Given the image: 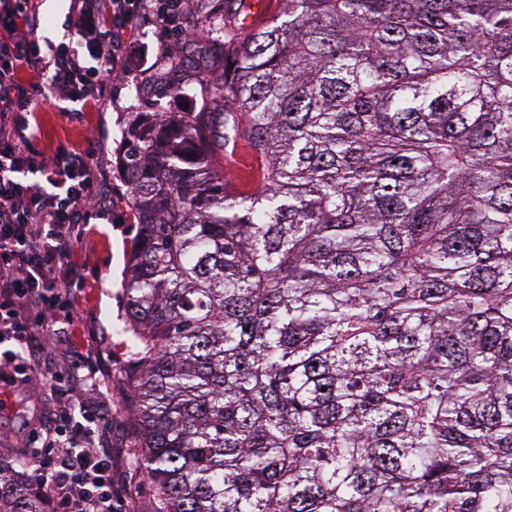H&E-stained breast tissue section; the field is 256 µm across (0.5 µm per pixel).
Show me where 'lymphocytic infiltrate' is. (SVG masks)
Listing matches in <instances>:
<instances>
[{
    "label": "lymphocytic infiltrate",
    "mask_w": 512,
    "mask_h": 512,
    "mask_svg": "<svg viewBox=\"0 0 512 512\" xmlns=\"http://www.w3.org/2000/svg\"><path fill=\"white\" fill-rule=\"evenodd\" d=\"M183 0H71V41L41 45L34 0H0V382L31 380L37 339L75 322L76 269L70 246L98 209V179L79 146L38 153L28 114L56 102L87 112L126 48L135 22L153 14L185 37ZM34 75L33 91L19 82ZM57 401L47 422L21 441L31 449L39 487L55 512H121L112 490V449L100 413L83 391L55 375Z\"/></svg>",
    "instance_id": "obj_1"
}]
</instances>
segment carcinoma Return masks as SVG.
<instances>
[{
  "instance_id": "1",
  "label": "carcinoma",
  "mask_w": 512,
  "mask_h": 512,
  "mask_svg": "<svg viewBox=\"0 0 512 512\" xmlns=\"http://www.w3.org/2000/svg\"><path fill=\"white\" fill-rule=\"evenodd\" d=\"M200 10L237 111L130 112L118 151L154 512H512V0ZM0 512L51 510L12 468Z\"/></svg>"
}]
</instances>
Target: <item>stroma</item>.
I'll return each mask as SVG.
<instances>
[{"label":"stroma","mask_w":512,"mask_h":512,"mask_svg":"<svg viewBox=\"0 0 512 512\" xmlns=\"http://www.w3.org/2000/svg\"><path fill=\"white\" fill-rule=\"evenodd\" d=\"M133 52L124 71L115 73L100 104L76 114L62 105H49L34 119L40 130L35 150L47 151L64 143L88 148L104 184L103 214L85 227L83 240L75 243L67 260L79 273L74 292L78 322L72 330L49 337L36 351L30 385L0 390V457L23 461L17 448L4 447L5 438L27 431L51 403L50 374L73 360L89 337L101 341L104 365L112 379L108 401L102 408L103 432L112 442V477L128 512H154L155 499L141 473L133 440L131 386L126 377L127 349L121 332L124 307L121 285L135 238L128 188L116 173L117 149L128 113L163 107L168 112H197L212 101L210 82L199 80L202 65L193 43L165 36L152 15H144L133 28ZM188 92H169L171 82Z\"/></svg>","instance_id":"obj_1"}]
</instances>
